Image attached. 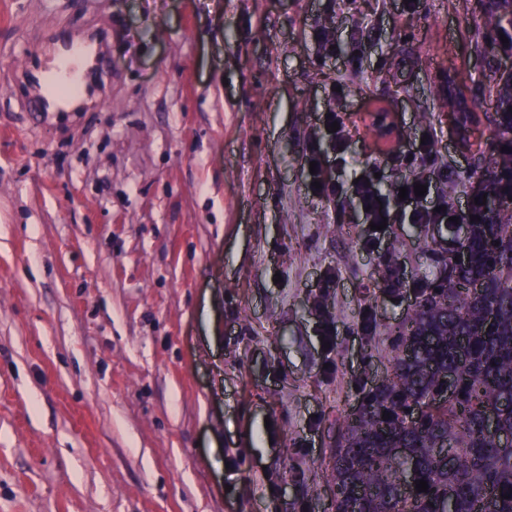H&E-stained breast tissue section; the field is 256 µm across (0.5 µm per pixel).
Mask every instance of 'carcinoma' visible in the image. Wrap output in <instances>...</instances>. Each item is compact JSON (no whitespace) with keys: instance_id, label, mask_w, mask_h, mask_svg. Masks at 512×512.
Returning a JSON list of instances; mask_svg holds the SVG:
<instances>
[{"instance_id":"carcinoma-1","label":"carcinoma","mask_w":512,"mask_h":512,"mask_svg":"<svg viewBox=\"0 0 512 512\" xmlns=\"http://www.w3.org/2000/svg\"><path fill=\"white\" fill-rule=\"evenodd\" d=\"M485 14L512 52V0H486ZM494 91L485 186L512 195V74ZM472 214L466 264L437 260L425 282L434 294L410 336H395L386 383L367 393L336 442L331 477L343 498L334 512H512V213L489 214L478 202ZM389 448L409 456L392 464ZM420 480L427 491H417Z\"/></svg>"}]
</instances>
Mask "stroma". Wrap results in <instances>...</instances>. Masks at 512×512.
Wrapping results in <instances>:
<instances>
[{
    "label": "stroma",
    "mask_w": 512,
    "mask_h": 512,
    "mask_svg": "<svg viewBox=\"0 0 512 512\" xmlns=\"http://www.w3.org/2000/svg\"><path fill=\"white\" fill-rule=\"evenodd\" d=\"M44 25L106 28L94 110L29 112ZM488 50L512 60L481 0H0V512H324L340 424L448 249L399 209L370 229L351 180L469 204Z\"/></svg>",
    "instance_id": "stroma-1"
}]
</instances>
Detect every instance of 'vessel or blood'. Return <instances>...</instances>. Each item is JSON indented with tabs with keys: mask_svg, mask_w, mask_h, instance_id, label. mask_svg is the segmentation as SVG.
<instances>
[{
	"mask_svg": "<svg viewBox=\"0 0 512 512\" xmlns=\"http://www.w3.org/2000/svg\"><path fill=\"white\" fill-rule=\"evenodd\" d=\"M52 58L53 67L43 64ZM105 59L103 32L90 35L52 33L44 37L40 51L23 72L21 82L30 107L39 114L70 109L85 112L94 105V94L83 87L84 77L97 73Z\"/></svg>",
	"mask_w": 512,
	"mask_h": 512,
	"instance_id": "b4317fda",
	"label": "vessel or blood"
}]
</instances>
